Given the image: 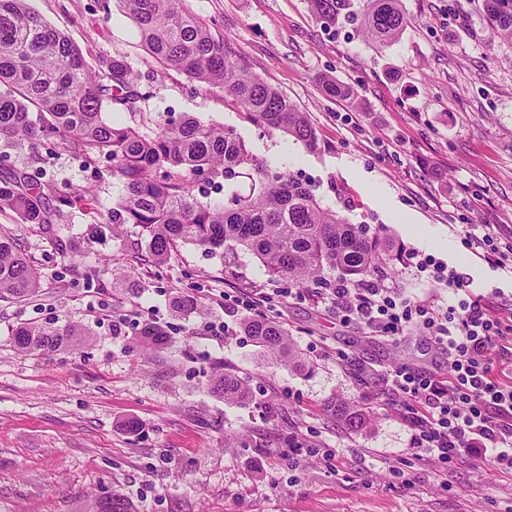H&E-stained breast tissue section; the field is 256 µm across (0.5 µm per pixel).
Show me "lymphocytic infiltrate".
<instances>
[{
	"instance_id": "lymphocytic-infiltrate-1",
	"label": "lymphocytic infiltrate",
	"mask_w": 512,
	"mask_h": 512,
	"mask_svg": "<svg viewBox=\"0 0 512 512\" xmlns=\"http://www.w3.org/2000/svg\"><path fill=\"white\" fill-rule=\"evenodd\" d=\"M448 286L457 301L442 314L379 281H340L330 296L344 325L393 339L416 325L447 354V373L398 365L388 374L393 389L415 405L411 427L418 449L445 465L466 452L488 453L511 471L512 366L501 358L512 347V316L472 296L457 273H449Z\"/></svg>"
}]
</instances>
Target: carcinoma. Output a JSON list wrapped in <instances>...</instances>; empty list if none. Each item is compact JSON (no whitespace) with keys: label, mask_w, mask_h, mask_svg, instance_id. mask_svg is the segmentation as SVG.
<instances>
[{"label":"carcinoma","mask_w":512,"mask_h":512,"mask_svg":"<svg viewBox=\"0 0 512 512\" xmlns=\"http://www.w3.org/2000/svg\"><path fill=\"white\" fill-rule=\"evenodd\" d=\"M135 26L152 59L166 70L218 87L246 122L278 131L316 148L318 137L307 113L276 86L249 71L214 21L193 13L186 0H117ZM308 0L325 27L356 18L358 31L381 51L408 25L403 0ZM488 23L512 42V0H483ZM330 97L357 102L354 91L332 77L322 80ZM147 98L136 75L119 53L91 71L79 50L28 5L0 0V212L11 211L24 224L47 227L65 210L89 201L87 186L45 193L27 175L8 167L9 150L26 147L39 156L44 145L67 149L93 164L112 161V175L126 181V192L112 208V234L125 224L139 228L152 261L161 266L182 244L213 255L241 248L260 260L272 280L297 286L334 288L328 278L360 282L399 258V247L385 231L353 224L325 206L315 188L290 173L253 157L245 141L218 123L187 113L169 112L145 132L107 124L105 103L132 106ZM250 179L248 189L238 178ZM223 194L203 203L195 191ZM40 288V273L15 240L0 233V300L20 302ZM177 316H202L197 298L181 294L170 301ZM244 329L259 345L284 362L298 359L288 333L276 321L250 318ZM86 335L78 326L21 323L14 329L17 348L45 354L72 346ZM211 392L228 402L249 399L250 387L233 374L220 373ZM336 417L352 428L366 423L361 410L336 404ZM91 512H132L122 495H103Z\"/></svg>","instance_id":"1"}]
</instances>
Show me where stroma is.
Here are the masks:
<instances>
[{"mask_svg":"<svg viewBox=\"0 0 512 512\" xmlns=\"http://www.w3.org/2000/svg\"><path fill=\"white\" fill-rule=\"evenodd\" d=\"M403 2L412 22L379 52L351 24L321 26L307 0H189L221 23L252 73L307 112L318 136L310 150L245 122L222 89L162 69L120 9L106 20L97 0H29L90 69L118 52L140 78L148 99L107 105L105 121L147 127L188 112L232 128L351 223L394 235L402 258L385 283L400 296L446 309L456 271L492 305L510 303L512 269L468 247L461 230L512 244V43L488 27L482 0ZM323 74L353 88L357 104L327 96ZM11 163L44 191L80 185L94 197L48 230L0 212V231L41 273L36 298L0 301V512H90L109 492L136 512H512V473L492 457L465 453L442 469L414 448L388 371L447 366L417 328L393 340L342 327L328 301L280 292L243 250L217 257L187 244L155 267L147 244L127 251L132 225L117 238L104 226L124 191L110 161L50 146L36 157L13 151ZM427 257L432 266L418 269ZM88 269L98 281L82 278ZM116 270L142 294L109 289ZM255 292L266 301L253 311L243 301ZM178 293L196 296L204 316H174ZM257 313L284 325L302 366L277 362L245 333ZM56 321L88 340L45 355L15 348L17 323ZM148 325L164 333L163 349L143 336ZM221 372L244 377L250 400L214 395ZM339 401L366 412L362 430L337 422Z\"/></svg>","mask_w":512,"mask_h":512,"instance_id":"obj_1","label":"stroma"}]
</instances>
